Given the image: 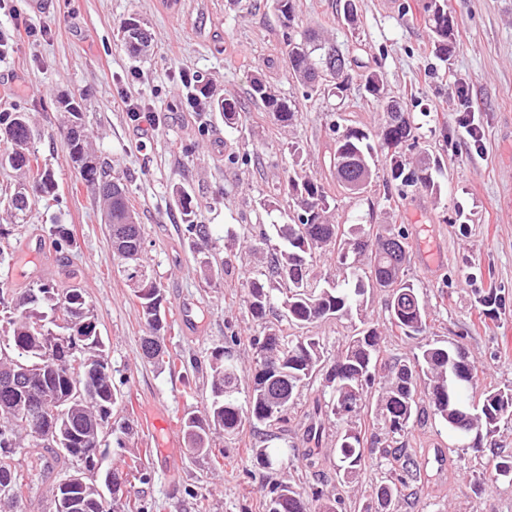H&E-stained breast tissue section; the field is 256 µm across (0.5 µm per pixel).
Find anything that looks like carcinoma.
Wrapping results in <instances>:
<instances>
[{"label": "carcinoma", "mask_w": 512, "mask_h": 512, "mask_svg": "<svg viewBox=\"0 0 512 512\" xmlns=\"http://www.w3.org/2000/svg\"><path fill=\"white\" fill-rule=\"evenodd\" d=\"M285 28V56L292 76L310 92L334 87L344 95L349 84L326 78L327 57L339 54L336 44L322 40L312 30L297 31L294 0H273ZM424 22L433 38L436 55L447 60L453 48L454 18L448 0H430L423 6ZM120 31L124 45L133 55H145L151 35L134 15L123 19ZM252 95L262 102L282 126L298 117L296 101L280 97L260 79L251 85ZM364 91L383 105L385 124L375 135L357 128H340L330 155V171L337 184L347 190V182L363 175V164L373 163L380 153L390 160L383 183V199L408 188H430L432 174L427 166H414L406 151L419 150L420 136L406 111H388L384 100V79L377 71L365 75ZM66 113V127L83 126L82 113L68 99L58 101ZM213 109L234 125L239 119L237 103L218 99ZM11 137L0 153V167L19 174L7 209L23 216L26 207L22 190L32 184L36 198L56 191L53 174L39 167L34 148L36 131L29 113L17 110L0 113V131ZM72 162L85 185L98 194L106 211L110 237L121 241V249L141 255L143 235L129 204L125 189L111 196L107 187L119 188L109 179L92 143L85 134L66 137ZM186 230L198 239L210 236L209 226L194 223L191 195L177 190ZM278 195L296 206L288 223L274 225L283 246L267 252L266 271L243 284V307L247 315L263 320L277 311L278 321L305 328L320 321L353 320L354 329L332 363H327L325 345L318 336L288 335L271 327L261 336L249 337L254 365L252 386L240 397L239 367L233 354L240 337H225L224 346L207 359L211 376L212 402L204 414L188 413L182 418L186 450L192 458L214 456L217 435L233 437L245 426L263 425L272 430L263 445L255 449L258 465L267 472L281 468L295 453L291 446H271L279 438L275 431L288 422V412L303 388L321 379L323 402L307 414L308 441L320 442L326 426L336 427V485L352 483L366 468L372 455L386 462L387 476L376 483L359 504L357 512H398L406 490L424 482L423 464L404 448L403 438L423 414L437 418L453 434L470 436L469 449L483 451L484 440L494 436L512 416V385L478 392L479 368L469 360L464 347L427 336L431 312L419 289L405 278H393V271L409 262V242L404 230L399 254L379 257L382 234L376 224H335L328 193L320 180L310 175L288 174L278 187ZM12 230L0 224V265L14 259L9 244ZM54 246L72 245L68 229L55 224L49 229ZM336 258L349 269L342 284H331L315 273L317 254ZM373 288L389 293L388 324L410 339L420 336L417 351L404 358L384 357L383 336L364 315L365 295ZM146 326L141 350L147 359L174 372L180 359L165 345L171 325L166 317V298L157 282L143 294H134ZM476 308L485 317L505 306L500 291L478 292ZM93 308L80 288L59 289L50 282L36 281L23 289L0 285V512H26L38 484L51 482L52 512H116L115 495L128 474L110 459L108 435L130 438L136 430L130 421L112 424L114 409L123 401L112 379V366L102 336L95 324ZM22 371L24 386L12 388L4 379ZM428 383L426 397L421 383ZM477 407L461 415L459 410ZM35 409L50 410L45 428L27 423ZM375 419L384 436H370L357 421L361 416ZM79 473L82 481L61 490L60 482ZM512 482V456L492 454L481 481ZM344 498L328 494L320 487L305 490L297 484L274 485L262 504L263 512H341Z\"/></svg>", "instance_id": "cac0c4a2"}]
</instances>
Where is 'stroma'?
<instances>
[{"mask_svg": "<svg viewBox=\"0 0 512 512\" xmlns=\"http://www.w3.org/2000/svg\"><path fill=\"white\" fill-rule=\"evenodd\" d=\"M422 3L357 0L359 22L351 30L342 20V0H296L302 27L335 41L354 63L347 95L318 92L306 99L285 61L284 27L272 0H0V27L26 24L35 31L0 54V112H29L39 133V164L57 184L54 198L33 205L24 221L0 211V222L13 224L16 243L15 260L0 267V281L23 288L42 279L82 289L126 397L117 416L133 419L138 430L112 457L121 464L140 453L147 477L129 478L123 492L147 512H198L200 493L210 512H263L274 483L332 488L334 460L326 450L335 433L326 431L319 445L316 473L306 472L300 457L272 474L260 469L251 458L260 434L248 427L217 440L220 462L187 457L178 420L209 404V370L173 375L141 357L140 307L112 250L101 203L69 157L57 99L78 100L97 155L137 212L143 263L161 283L170 310L169 351L203 362L225 336H240L235 355L240 390L248 392V339L263 325L244 312L242 284L263 271L252 245L287 220L288 201L274 189L293 169L324 183L336 223L407 229L404 274L429 303L432 335L461 340L483 371L481 389H494L512 384V0H448L456 44L445 62L435 54ZM132 14L152 33L148 56L130 55L121 40L119 24ZM371 69L382 73L390 95L407 102L434 181L430 189H408L390 209L378 188L348 191L329 169L333 124L373 133L384 122L379 102L362 87L361 76ZM185 73L195 75L196 84L184 87ZM257 77L277 95L299 100L293 127L277 125L252 98ZM462 90L481 133L477 141L459 121ZM198 91L204 94L200 109L187 100ZM128 98L148 103L150 119L128 112ZM217 98L238 102L236 125L214 112ZM179 186L194 199L196 223L209 225V241L186 232L174 194ZM55 224L69 228L72 247H53ZM225 259L231 265L222 274ZM209 268L215 274L208 278ZM491 287L505 306L485 318L475 293ZM365 302L368 317L386 332V357L413 351L414 341L387 330L386 293L371 290ZM456 444L433 416L414 424L404 445L430 461V480L401 512H512V483L478 485L485 458ZM440 448L447 451L442 467L434 462Z\"/></svg>", "mask_w": 512, "mask_h": 512, "instance_id": "obj_1", "label": "stroma"}]
</instances>
